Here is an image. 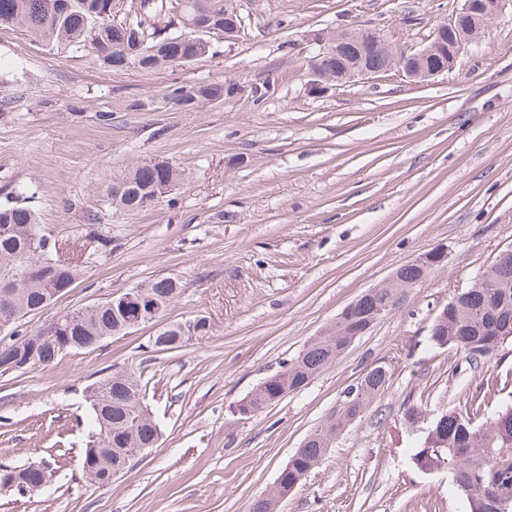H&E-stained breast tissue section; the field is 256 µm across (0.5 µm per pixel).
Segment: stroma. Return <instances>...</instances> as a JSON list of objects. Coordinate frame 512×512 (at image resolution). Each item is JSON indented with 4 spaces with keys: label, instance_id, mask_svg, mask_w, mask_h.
<instances>
[{
    "label": "stroma",
    "instance_id": "obj_1",
    "mask_svg": "<svg viewBox=\"0 0 512 512\" xmlns=\"http://www.w3.org/2000/svg\"><path fill=\"white\" fill-rule=\"evenodd\" d=\"M236 5L233 39L211 36L206 55L154 73L105 68L0 26V203L35 209L82 265L15 335L157 278L182 288L152 323L0 377V464L51 470L32 497L1 491L0 512H249L378 363L385 393L279 512H465L447 471L412 463L422 432L405 410L438 415L512 374V340L474 368L429 339L437 308L512 248V4L447 74L414 83L392 71L322 94L308 86L314 34L370 27L407 51L459 0ZM227 80L246 94L191 108L168 98ZM265 83L254 100L250 88ZM149 158L179 166L181 184L146 211L110 207L105 184ZM438 248L443 263L400 289L335 364L255 417L232 415L347 305ZM199 315L208 335L152 348L159 331ZM118 370L141 373L162 436L101 488L81 468L83 391ZM495 394L494 407L512 405V393Z\"/></svg>",
    "mask_w": 512,
    "mask_h": 512
}]
</instances>
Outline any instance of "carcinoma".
<instances>
[{
	"label": "carcinoma",
	"mask_w": 512,
	"mask_h": 512,
	"mask_svg": "<svg viewBox=\"0 0 512 512\" xmlns=\"http://www.w3.org/2000/svg\"><path fill=\"white\" fill-rule=\"evenodd\" d=\"M226 0H153L152 6L127 9L118 0H0V25H11L51 48L88 51L112 69L136 62L139 71L154 72L179 65L180 57L195 58L205 51L203 36L178 20L179 13L199 5L207 12L213 31H224ZM221 87L178 86L170 99L185 104ZM182 172L164 159L144 160L130 167L106 187L109 204L127 212L147 210L145 202L163 197L161 186L177 185ZM44 233L35 212L19 203L0 205V327L10 326L24 315L43 308L50 288H70L81 269L66 255V245L51 240L49 251L32 254L31 241ZM432 264L424 261L404 267L397 281L377 294H365L354 302L351 315L336 322L324 335L308 343L278 372L268 376L239 399L233 413L250 419L304 387L324 367L343 354L379 306L393 307L398 289L424 279ZM146 297L159 303L150 310L145 303L129 300L112 308V300L81 307L62 315L59 326L42 327L15 347L0 345V367L14 372L54 367L69 352L89 349L107 337L129 330L138 319L154 321L174 302L180 284L161 278L145 286ZM208 333L204 317L168 326L155 338L158 349L184 346ZM512 335V256L494 262L479 274L475 286L448 300V316L430 335L436 346H455L469 364L479 366L499 344ZM388 372L374 367L351 388L349 403H339L325 421L309 434L281 469L278 494L288 495L333 447L344 428L360 420L371 403L386 390ZM146 386L135 371L121 370L85 389L89 419L82 467L94 473V484L107 487L130 466L133 458L155 447L160 428L145 403ZM491 397H466L432 420L424 437L411 449L410 459L423 470L457 471L453 482L464 496L467 512H501V503L512 501V406L488 413ZM13 475L29 493L38 492L40 474L24 467Z\"/></svg>",
	"instance_id": "obj_1"
}]
</instances>
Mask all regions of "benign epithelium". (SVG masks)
Returning <instances> with one entry per match:
<instances>
[{
    "label": "benign epithelium",
    "instance_id": "1",
    "mask_svg": "<svg viewBox=\"0 0 512 512\" xmlns=\"http://www.w3.org/2000/svg\"><path fill=\"white\" fill-rule=\"evenodd\" d=\"M506 0H462L460 8L439 22L429 39L412 52H398L388 42L378 45L370 27L318 34L314 41L319 51L312 56L310 85L318 93L338 86L365 80L392 70L411 81H428L451 70L458 59L477 43L485 29L500 17ZM382 51L384 65L370 64L369 59ZM336 57V67L326 69L321 60Z\"/></svg>",
    "mask_w": 512,
    "mask_h": 512
}]
</instances>
